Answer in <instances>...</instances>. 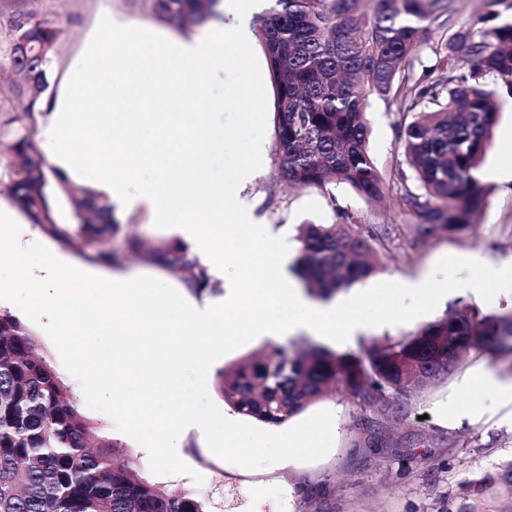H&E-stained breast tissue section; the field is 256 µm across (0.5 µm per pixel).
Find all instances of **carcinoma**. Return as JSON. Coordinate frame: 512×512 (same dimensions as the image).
Here are the masks:
<instances>
[{"label": "carcinoma", "instance_id": "cac0c4a2", "mask_svg": "<svg viewBox=\"0 0 512 512\" xmlns=\"http://www.w3.org/2000/svg\"><path fill=\"white\" fill-rule=\"evenodd\" d=\"M222 0H151L152 13L190 31L220 15ZM267 0L252 18L275 92L277 160L288 186L346 185L371 205L387 184L368 150L370 101L397 107L396 128L406 168L394 179L401 208L414 219V240L467 229L485 204L475 172L483 161L498 113L491 76L512 94V0H486L479 21L447 33L432 48L435 63L414 73L429 25L453 11L455 0ZM496 21L491 27L488 21ZM63 33L57 22L20 11L0 70L14 76L20 112L0 113V185L31 223L57 240L80 236L98 243L92 264L117 262L112 236L120 230L109 201L77 188L29 154L39 106ZM471 63L469 72L460 68ZM414 180L416 186L409 185ZM72 201L69 220L56 217L58 201ZM302 224L295 269L307 292L323 300L379 274L400 255L385 252L387 231L349 224ZM152 263L178 275L196 294L216 292L207 266L179 242L147 252ZM512 356V312L481 314L457 303L439 320L393 340L373 338L356 351L337 353L304 336L271 345L224 365L219 386L237 413L281 425L341 383L360 403L384 412L454 372L479 344ZM32 333L0 310V512H209L186 490H165L116 465L82 417L76 397L35 350ZM498 486L512 495V461L494 476L469 485L481 494Z\"/></svg>", "mask_w": 512, "mask_h": 512}]
</instances>
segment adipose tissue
<instances>
[{"label": "adipose tissue", "mask_w": 512, "mask_h": 512, "mask_svg": "<svg viewBox=\"0 0 512 512\" xmlns=\"http://www.w3.org/2000/svg\"><path fill=\"white\" fill-rule=\"evenodd\" d=\"M235 10L232 26L210 19L180 36L99 12L54 97L41 107L39 133L54 170L105 196L114 215L180 226L212 274L247 257L246 280L230 281L223 300L181 301L161 277L146 282L132 272L81 273L46 249L31 256L15 247L17 221L0 207V271L26 285L54 333L72 341L74 361L87 372L85 390L111 403L120 436L138 435L152 416L154 393H175L187 374L214 367L223 341L261 336L277 342L304 330L346 343L364 328L363 302L387 306L426 291L421 283L376 285L326 305L285 283L281 258L288 244L256 223L244 195L249 178L267 163L259 140L247 143L245 175L201 179L213 145L224 138V102L211 88L236 72L249 51L250 0H237ZM261 288L273 289L271 301L258 300ZM167 423L162 445L142 443L143 452L177 456L189 432L213 448L275 458L317 445L311 432L259 437L235 413L215 421L183 404L171 408Z\"/></svg>", "instance_id": "obj_1"}]
</instances>
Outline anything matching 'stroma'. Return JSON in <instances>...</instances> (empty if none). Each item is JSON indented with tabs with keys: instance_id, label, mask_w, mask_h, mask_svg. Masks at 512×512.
I'll return each instance as SVG.
<instances>
[{
	"instance_id": "35a3bbf8",
	"label": "stroma",
	"mask_w": 512,
	"mask_h": 512,
	"mask_svg": "<svg viewBox=\"0 0 512 512\" xmlns=\"http://www.w3.org/2000/svg\"><path fill=\"white\" fill-rule=\"evenodd\" d=\"M34 11L59 20L65 30L56 48L53 74H60L75 55L82 36L95 15L109 10L138 24H153L150 0H0V48L11 37L15 11ZM251 58L243 67L249 83L246 98L225 99V144L216 145L207 180L222 181L243 167L245 151L232 145L237 131L262 139L268 163L248 184L246 194L254 205L257 223L269 225L273 234L295 240L297 227L306 221L340 223L348 212L355 223L388 228V246L402 259L388 263L378 282L401 288L423 281L448 289L441 300L424 295L382 309L364 304L360 316L367 329L362 340L399 339L439 319L449 305L461 301L484 313L512 311V288H497L489 295L475 294L473 256L488 269L512 271V182L492 176L512 168V96L500 82L490 81L499 105L497 123L477 178L485 186L486 204L474 226L459 233H440L425 243L412 240L411 218L399 205L397 190L388 191L383 203L367 205L350 188L335 192L291 188L281 179L274 148V89L259 38H252ZM258 102L261 120L241 128L240 117L251 102ZM369 150L385 180H392L401 160L394 109L372 99L368 112ZM120 231L112 239L122 256L120 271L146 277L162 274L161 267L129 251L130 239L154 245L178 241L170 226L149 223L146 216L120 218ZM0 309L17 316L36 339L39 354L48 357L71 391H78L79 372L69 370L67 345L52 337L36 305L27 303L23 286L0 294ZM507 378L491 349L472 353L448 378L393 403L383 414L365 409L345 390L329 394L284 423V430L308 424L323 434L320 447L295 455L291 462L270 458L233 457L206 447L188 435L178 458L161 461L145 456L136 442L118 440L116 460L132 464L137 473L167 490H188L204 498L210 512H464L471 504L467 483L493 472L497 464L512 459V407L461 419L443 420L441 407L462 400L479 373ZM176 399L201 411L223 407L217 373L199 372L178 390Z\"/></svg>"
}]
</instances>
